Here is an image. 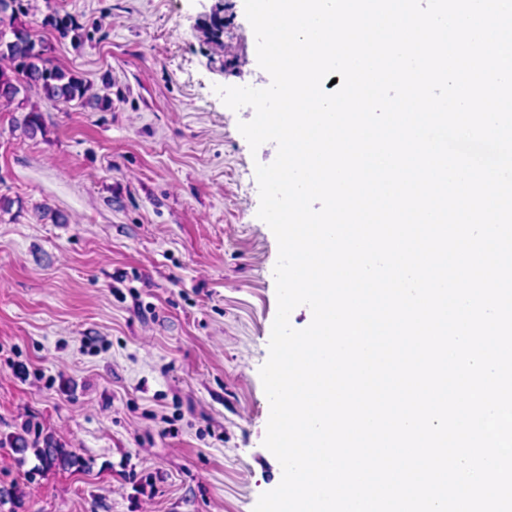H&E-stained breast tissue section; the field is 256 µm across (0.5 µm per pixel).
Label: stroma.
<instances>
[{"instance_id": "35a3bbf8", "label": "stroma", "mask_w": 512, "mask_h": 512, "mask_svg": "<svg viewBox=\"0 0 512 512\" xmlns=\"http://www.w3.org/2000/svg\"><path fill=\"white\" fill-rule=\"evenodd\" d=\"M55 9L94 38H57ZM23 21L112 106L0 104V512H253L282 471L259 374L278 243L255 175L277 147L251 150V113L217 92L271 83L244 0H28ZM38 434L82 468L15 453Z\"/></svg>"}]
</instances>
